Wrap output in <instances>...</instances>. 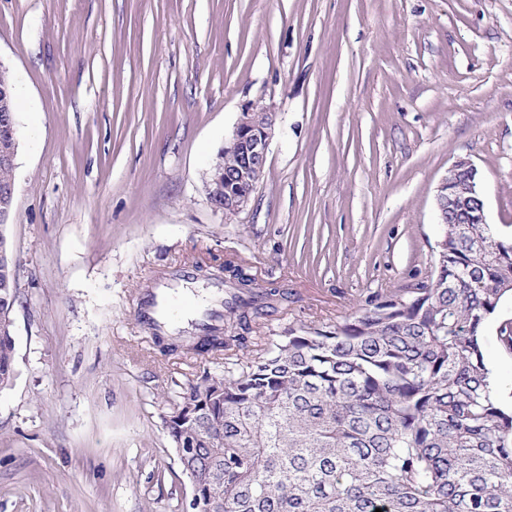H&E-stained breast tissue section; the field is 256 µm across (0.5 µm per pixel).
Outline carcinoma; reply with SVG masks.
Segmentation results:
<instances>
[{
    "instance_id": "carcinoma-1",
    "label": "carcinoma",
    "mask_w": 512,
    "mask_h": 512,
    "mask_svg": "<svg viewBox=\"0 0 512 512\" xmlns=\"http://www.w3.org/2000/svg\"><path fill=\"white\" fill-rule=\"evenodd\" d=\"M16 111L0 69V112ZM440 225L435 276L376 296L333 326L251 336L286 299L237 293L224 336L203 328L201 352H224L165 421L203 504L224 512H512V412L490 383L481 333L512 292V240L488 224ZM0 247V390L13 383L11 314L18 264Z\"/></svg>"
}]
</instances>
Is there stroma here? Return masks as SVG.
Listing matches in <instances>:
<instances>
[{"instance_id":"1","label":"stroma","mask_w":512,"mask_h":512,"mask_svg":"<svg viewBox=\"0 0 512 512\" xmlns=\"http://www.w3.org/2000/svg\"><path fill=\"white\" fill-rule=\"evenodd\" d=\"M0 64L22 94L16 376L0 390V512H184L165 421L220 355L161 354L144 294L224 261L288 289L265 336L333 324L430 281L435 196L478 167L512 239V0H0ZM275 124L249 207L206 173L247 108ZM504 298L484 330L512 405Z\"/></svg>"}]
</instances>
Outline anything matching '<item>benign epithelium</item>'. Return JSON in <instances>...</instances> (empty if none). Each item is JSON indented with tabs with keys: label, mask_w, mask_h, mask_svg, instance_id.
<instances>
[{
	"label": "benign epithelium",
	"mask_w": 512,
	"mask_h": 512,
	"mask_svg": "<svg viewBox=\"0 0 512 512\" xmlns=\"http://www.w3.org/2000/svg\"><path fill=\"white\" fill-rule=\"evenodd\" d=\"M273 128V115L264 107L256 105L242 113L232 136L222 148L224 154L236 159V164L216 166L206 181V195L215 209L233 214L250 204L253 192L264 176ZM461 172L470 176V192L475 196L480 194L477 167L467 159H459L438 187L436 204L439 212L449 207L468 209L466 198L448 200L454 179ZM14 194L13 186L0 191V226L10 224Z\"/></svg>",
	"instance_id": "7a95c632"
}]
</instances>
